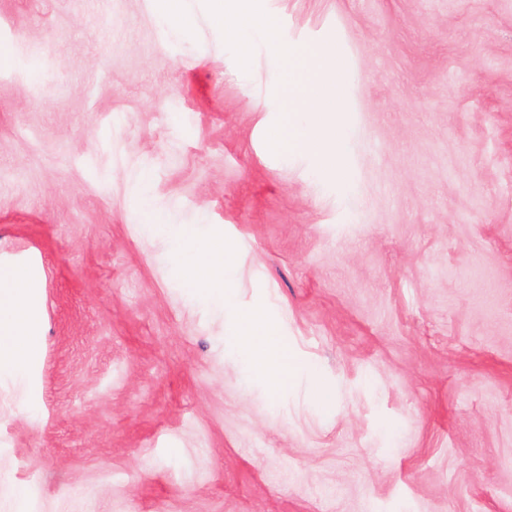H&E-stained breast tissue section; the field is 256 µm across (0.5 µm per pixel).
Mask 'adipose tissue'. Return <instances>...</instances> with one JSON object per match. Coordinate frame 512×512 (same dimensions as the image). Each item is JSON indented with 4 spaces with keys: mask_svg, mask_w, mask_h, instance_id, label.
Wrapping results in <instances>:
<instances>
[{
    "mask_svg": "<svg viewBox=\"0 0 512 512\" xmlns=\"http://www.w3.org/2000/svg\"><path fill=\"white\" fill-rule=\"evenodd\" d=\"M210 14L218 34L237 43L241 59L251 51L246 31L264 35L275 63H288L287 82L281 86L288 111L275 134L278 147L314 154L319 161H336V118L326 84L335 83L338 67L329 49L294 53L278 35L274 17L261 12L255 0H210ZM142 228L168 243L175 276L186 288L223 303L233 273V247L223 227L200 229L173 223L150 200L141 202ZM41 286L38 271L16 262L0 269V380L24 382L43 346ZM229 344L250 360V372L268 394L279 395L301 371L299 362L269 341V323L258 311L233 315L226 328Z\"/></svg>",
    "mask_w": 512,
    "mask_h": 512,
    "instance_id": "obj_1",
    "label": "adipose tissue"
}]
</instances>
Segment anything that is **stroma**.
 <instances>
[{
  "label": "stroma",
  "instance_id": "obj_1",
  "mask_svg": "<svg viewBox=\"0 0 512 512\" xmlns=\"http://www.w3.org/2000/svg\"><path fill=\"white\" fill-rule=\"evenodd\" d=\"M187 2L183 39L158 0H0V260L44 294L0 512H512V0H259L340 64L342 179L275 146L263 36L241 62ZM143 194L223 225L229 308L332 409L247 381Z\"/></svg>",
  "mask_w": 512,
  "mask_h": 512
}]
</instances>
